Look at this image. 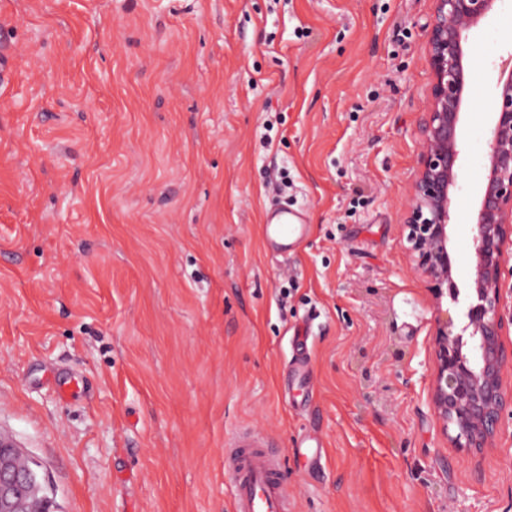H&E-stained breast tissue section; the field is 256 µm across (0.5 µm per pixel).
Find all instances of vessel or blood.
Returning a JSON list of instances; mask_svg holds the SVG:
<instances>
[{"mask_svg": "<svg viewBox=\"0 0 512 512\" xmlns=\"http://www.w3.org/2000/svg\"><path fill=\"white\" fill-rule=\"evenodd\" d=\"M306 226L299 214L285 208L274 211L264 226L271 249L292 251L304 238ZM233 462L234 512H293L294 500L280 473V461L267 450L264 437L255 433L227 443Z\"/></svg>", "mask_w": 512, "mask_h": 512, "instance_id": "vessel-or-blood-1", "label": "vessel or blood"}]
</instances>
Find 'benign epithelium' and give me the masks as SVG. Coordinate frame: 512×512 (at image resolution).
I'll return each instance as SVG.
<instances>
[{"mask_svg": "<svg viewBox=\"0 0 512 512\" xmlns=\"http://www.w3.org/2000/svg\"><path fill=\"white\" fill-rule=\"evenodd\" d=\"M499 0H433L427 23V62L433 80L426 112L418 122L419 162L402 214L414 269L431 283L436 306L466 290V323L437 318L431 404L457 448L493 445L512 386V365L502 336L501 276L512 260V67L500 71L489 128L487 163L471 228L474 277L461 286L449 253L452 195L459 189L462 159L460 117L466 88L463 43ZM23 451L0 435V512H57L40 473L20 462Z\"/></svg>", "mask_w": 512, "mask_h": 512, "instance_id": "obj_1", "label": "benign epithelium"}]
</instances>
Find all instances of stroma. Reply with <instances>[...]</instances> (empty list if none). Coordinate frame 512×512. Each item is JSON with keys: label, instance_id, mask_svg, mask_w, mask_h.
<instances>
[{"label": "stroma", "instance_id": "35a3bbf8", "mask_svg": "<svg viewBox=\"0 0 512 512\" xmlns=\"http://www.w3.org/2000/svg\"><path fill=\"white\" fill-rule=\"evenodd\" d=\"M431 9L0 0V434L58 512H233L224 442L246 428L295 512H512V414L476 451L432 410L438 311L464 318L433 303L400 226ZM466 51L462 283L512 0ZM281 205L307 224L286 255L263 235ZM304 435L320 461L295 453Z\"/></svg>", "mask_w": 512, "mask_h": 512}]
</instances>
